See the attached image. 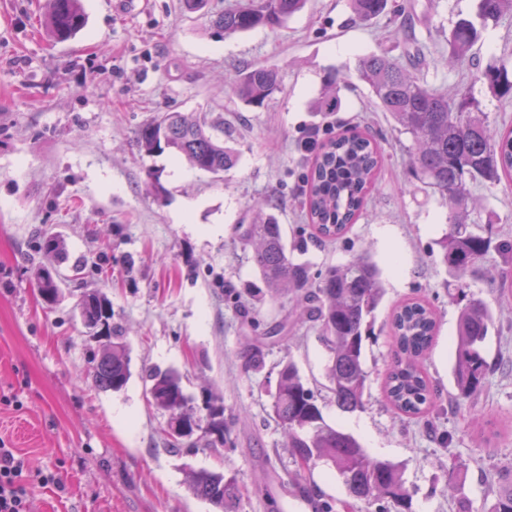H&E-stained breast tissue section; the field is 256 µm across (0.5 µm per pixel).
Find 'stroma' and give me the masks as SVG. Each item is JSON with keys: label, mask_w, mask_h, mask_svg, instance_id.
Returning a JSON list of instances; mask_svg holds the SVG:
<instances>
[{"label": "stroma", "mask_w": 512, "mask_h": 512, "mask_svg": "<svg viewBox=\"0 0 512 512\" xmlns=\"http://www.w3.org/2000/svg\"><path fill=\"white\" fill-rule=\"evenodd\" d=\"M230 0L189 11L183 0H83L87 25L55 42L44 30L46 0H0V439L26 458L30 512H220L188 489L189 470H222L239 494L227 512H315L346 488L334 468L300 469L271 405L278 374L294 362L325 421L368 453L399 465L410 512H456L458 495L486 512L497 470L512 465V265L490 256L496 281L468 277L449 290L439 241L448 209L409 171L411 139L399 133L368 86L341 88L340 109L314 110L326 76L354 71L359 57H405L404 34L383 16L354 20L349 0H309L277 29L228 36L213 20ZM424 20L416 30L428 83L472 88L491 120L512 128V104L474 80L475 65L512 64V15L488 25L472 61L442 59L457 16L476 0H403ZM261 66L281 87L261 105L240 101L225 84L236 70ZM201 115L224 124L239 155L214 175L170 153L138 151L139 128L155 113ZM360 121L383 162L361 217L335 243L311 245L312 274L369 252L385 295L366 344L364 406L345 413L328 389L330 354L316 326L290 318L289 297L259 287L240 228L267 200L294 240L306 219L296 196L308 131ZM471 214L493 240H512V179L477 188ZM63 240L62 258L45 255L41 233ZM56 303L36 288L39 268L70 274ZM100 291L126 332L132 376L118 392L92 382L97 344L85 326L81 293ZM482 299L493 325L483 355L489 375L475 396L454 382L455 338L465 298ZM421 300L438 332L424 367L436 392L420 416H398L384 397L394 358L389 322L402 302ZM286 322L269 339L270 326ZM261 344L260 369L247 366ZM176 371L197 415L221 397L228 426L222 454L174 451L162 432L168 415L151 402L143 370ZM55 483H46L48 475Z\"/></svg>", "instance_id": "1"}]
</instances>
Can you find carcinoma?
<instances>
[{"instance_id": "1", "label": "carcinoma", "mask_w": 512, "mask_h": 512, "mask_svg": "<svg viewBox=\"0 0 512 512\" xmlns=\"http://www.w3.org/2000/svg\"><path fill=\"white\" fill-rule=\"evenodd\" d=\"M307 2L236 0L218 15L216 25L226 36L257 27L274 29L301 12ZM351 8L361 22L391 13L406 31L418 21L416 14L400 5L389 8V0H351ZM507 14L512 15V0H477L476 19L460 17L452 24L448 61H462L480 39L481 29ZM85 21L81 0H48L45 29L52 40L78 33ZM356 71L391 115L395 127L411 135L410 162L417 180L438 193L448 206V233L441 240V260L456 282V290L462 293L468 287L466 277L477 268L492 273V268L486 267V256L492 249L512 261V240L494 245L488 237L469 229L474 189L496 186L502 177L512 176V130L500 131L470 91L458 89L450 97L387 55L360 59ZM478 79L486 81L500 98L512 99V75L506 66L489 65L479 72ZM347 80L343 70L331 73L326 81L329 91L317 100L316 111H337V90ZM233 91L237 97L261 105L279 91L277 75L271 69L252 67L233 80ZM136 145L148 156L168 150L211 173L229 171L237 163L236 152L224 145V125L211 123L204 116L159 112L138 130ZM313 152L314 160L303 173L298 194L313 235L302 233L289 247L275 216L261 211L254 223L241 226V239L251 248L260 281L271 295L293 296L298 317L319 325L321 341L331 353L327 367L330 391L341 411L354 412L364 406L368 378L364 341L369 318L384 292L380 271L361 254L315 278L302 256L311 240L335 242L345 235L363 209L380 153L375 143L357 133L329 137L316 143ZM38 290L47 302L56 300L58 284L47 268L38 274ZM80 308L84 320L103 326L104 336L112 344V354H94L95 386L120 391L131 378L130 359L122 330L112 324V304L105 295L92 292L82 295ZM491 325L492 315L479 300L470 299L460 312L454 377L459 394L465 398L478 394L484 386L488 368L481 350ZM390 330L395 357L386 373V402L404 415L421 414L435 397L421 367L435 339V314L420 302L406 303L394 311ZM144 377L150 382L152 403L159 409L170 416L192 411L175 374L154 368L144 370ZM272 412L297 461L331 463L354 501L384 496L397 507L408 509L399 467L372 457L352 435L327 424L316 396L291 361L279 371ZM201 421L207 432L188 441L171 439L169 446L175 450L195 448L202 441L209 448L224 447L210 439L212 432L224 436L227 427L224 405L218 398L207 401V413ZM189 488L195 496L220 508L231 505L238 493L234 480L222 471L208 469L191 471ZM487 512H512V467L497 473L495 497Z\"/></svg>"}]
</instances>
